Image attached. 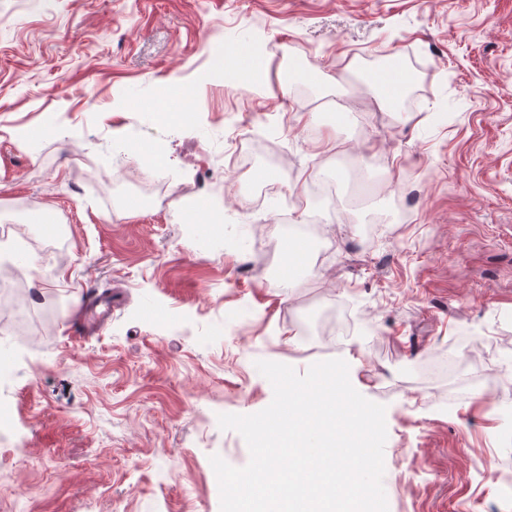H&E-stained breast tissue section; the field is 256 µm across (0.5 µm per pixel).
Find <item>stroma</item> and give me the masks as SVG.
<instances>
[{
	"label": "stroma",
	"mask_w": 512,
	"mask_h": 512,
	"mask_svg": "<svg viewBox=\"0 0 512 512\" xmlns=\"http://www.w3.org/2000/svg\"><path fill=\"white\" fill-rule=\"evenodd\" d=\"M216 24L264 68L236 96L211 66ZM284 42L308 99L282 84ZM380 59L407 77L396 113L366 85ZM235 122L288 153L255 178L303 195L335 174L320 260L277 274L257 256L277 206L205 186L118 222L111 187L83 179L157 158L179 189L198 139L230 178ZM44 211L59 253L38 232L11 260L28 337L0 315V512H220L211 455H250L217 417L273 399L256 361L333 358L386 408L388 512H512L493 484L512 471V0H0V225ZM98 297L112 316L84 333Z\"/></svg>",
	"instance_id": "obj_1"
}]
</instances>
